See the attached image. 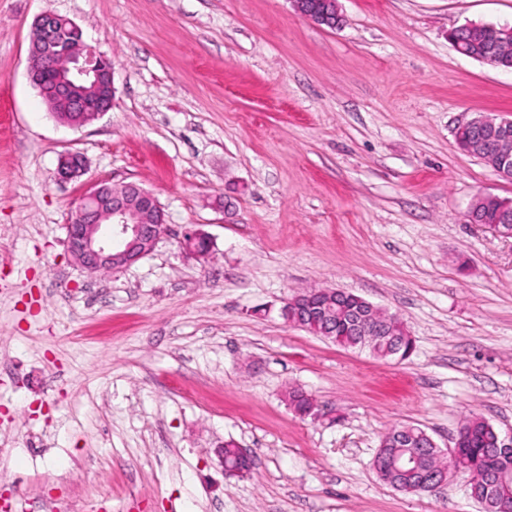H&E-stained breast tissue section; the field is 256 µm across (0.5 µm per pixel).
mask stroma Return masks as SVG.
I'll return each mask as SVG.
<instances>
[{"label": "stroma", "mask_w": 512, "mask_h": 512, "mask_svg": "<svg viewBox=\"0 0 512 512\" xmlns=\"http://www.w3.org/2000/svg\"><path fill=\"white\" fill-rule=\"evenodd\" d=\"M338 6L331 29L290 0H0V491L25 512H478L465 472L405 494L372 462L397 424L445 450L471 414L512 433V237L467 221L512 180L455 139L512 120V70L448 40L512 25V0ZM47 9L112 62V109L80 127L27 78ZM68 151L87 167L64 183ZM96 181L150 191L168 225L106 275L66 246ZM196 230L208 258L181 248ZM312 288L397 315L411 356L289 324ZM227 441L250 473L224 474Z\"/></svg>", "instance_id": "1"}]
</instances>
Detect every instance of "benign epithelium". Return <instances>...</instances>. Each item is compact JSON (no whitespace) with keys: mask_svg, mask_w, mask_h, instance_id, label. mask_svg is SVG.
Returning a JSON list of instances; mask_svg holds the SVG:
<instances>
[{"mask_svg":"<svg viewBox=\"0 0 512 512\" xmlns=\"http://www.w3.org/2000/svg\"><path fill=\"white\" fill-rule=\"evenodd\" d=\"M295 10L312 21L319 18L337 27L341 16L335 0H325L327 11L318 16L308 8V0H291ZM68 40L60 41L61 30ZM31 42L38 50L29 57L27 74L51 106L53 117L70 126L84 125L112 109L114 86L112 64L83 40L82 30L72 20L53 11L40 14L33 23ZM512 50V26L498 29V41L489 54L496 57ZM477 126L485 138L476 142L488 165L498 175L512 179V120L480 116L467 126ZM84 170L81 155L61 156L58 174L63 180L79 177ZM166 219L154 195L135 183L116 187L100 182L87 190L74 209L67 225L68 252L75 263L88 273L126 268L152 252L165 235ZM182 247L186 254L200 257L209 248L208 237L201 232L188 233ZM336 319L353 321L356 332L370 339L390 335L395 316L383 310L353 316L336 307ZM450 462L434 470L433 482L425 486L446 485L450 472L463 468L457 462L459 448L449 450Z\"/></svg>","mask_w":512,"mask_h":512,"instance_id":"7a95c632","label":"benign epithelium"}]
</instances>
